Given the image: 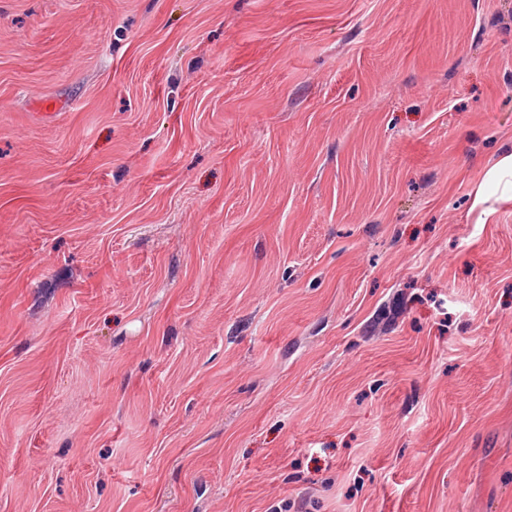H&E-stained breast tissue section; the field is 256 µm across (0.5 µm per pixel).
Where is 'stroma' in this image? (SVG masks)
<instances>
[{
	"instance_id": "obj_1",
	"label": "stroma",
	"mask_w": 512,
	"mask_h": 512,
	"mask_svg": "<svg viewBox=\"0 0 512 512\" xmlns=\"http://www.w3.org/2000/svg\"><path fill=\"white\" fill-rule=\"evenodd\" d=\"M509 143L512 0H0V512H512ZM489 175L503 183V195L512 202V150L509 148L490 169Z\"/></svg>"
}]
</instances>
